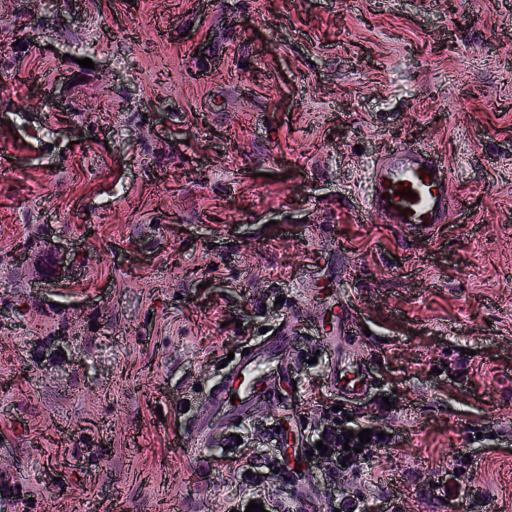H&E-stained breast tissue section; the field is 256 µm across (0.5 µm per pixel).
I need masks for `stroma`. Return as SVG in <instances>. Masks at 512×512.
Segmentation results:
<instances>
[{
	"label": "stroma",
	"instance_id": "1",
	"mask_svg": "<svg viewBox=\"0 0 512 512\" xmlns=\"http://www.w3.org/2000/svg\"><path fill=\"white\" fill-rule=\"evenodd\" d=\"M398 143L448 169L433 229L359 211ZM269 342L293 384L234 432L272 501L512 512V0H0V512H224L207 399ZM350 417L391 445L307 458ZM349 375H352V377H349ZM369 378L370 375L366 370L349 367L348 370L344 369L337 372L331 383L336 392L356 398L367 392Z\"/></svg>",
	"mask_w": 512,
	"mask_h": 512
}]
</instances>
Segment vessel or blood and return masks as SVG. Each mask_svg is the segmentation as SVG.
Masks as SVG:
<instances>
[{
    "label": "vessel or blood",
    "mask_w": 512,
    "mask_h": 512,
    "mask_svg": "<svg viewBox=\"0 0 512 512\" xmlns=\"http://www.w3.org/2000/svg\"><path fill=\"white\" fill-rule=\"evenodd\" d=\"M366 180L367 200L362 212L378 215L387 224L430 229L442 223L453 204L448 169L430 148L401 145L387 149L371 161ZM407 189L412 190V197H404ZM258 361L256 354H242L225 375L223 387L211 394L210 406L221 407L234 396L245 402L275 400L276 391L254 370ZM368 384V372L359 368L341 370L332 379L336 391L351 398L365 394Z\"/></svg>",
    "instance_id": "1"
}]
</instances>
